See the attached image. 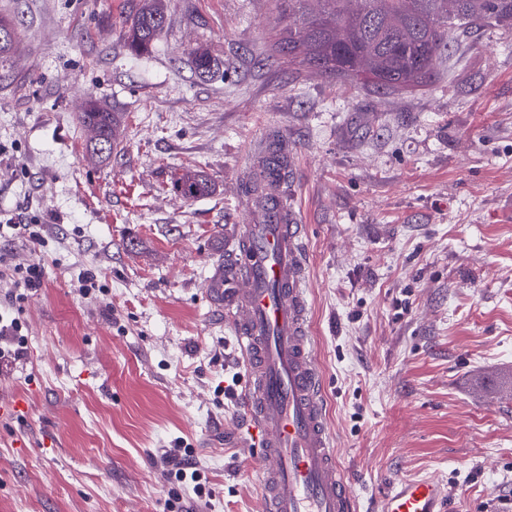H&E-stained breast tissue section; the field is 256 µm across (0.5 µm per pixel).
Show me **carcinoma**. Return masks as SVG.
<instances>
[{
  "label": "carcinoma",
  "mask_w": 512,
  "mask_h": 512,
  "mask_svg": "<svg viewBox=\"0 0 512 512\" xmlns=\"http://www.w3.org/2000/svg\"><path fill=\"white\" fill-rule=\"evenodd\" d=\"M136 13L122 19L126 45L140 53L149 49L164 27L163 0H142ZM288 0L281 17L279 49L323 75L347 79L390 93L431 83L454 43V36L494 25L512 28V0ZM12 22L0 19V65L16 48ZM80 124L90 132L86 158L102 163L121 143V116L87 100ZM213 182L199 171H187L173 190L185 200L210 193Z\"/></svg>",
  "instance_id": "carcinoma-1"
}]
</instances>
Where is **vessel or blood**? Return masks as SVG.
Instances as JSON below:
<instances>
[{"label": "vessel or blood", "instance_id": "1", "mask_svg": "<svg viewBox=\"0 0 512 512\" xmlns=\"http://www.w3.org/2000/svg\"><path fill=\"white\" fill-rule=\"evenodd\" d=\"M282 176L245 196L249 220L209 283L233 325L247 372L240 396L256 448L261 512H356L328 425L324 379L310 333L304 226ZM443 483L402 479L382 512H445Z\"/></svg>", "mask_w": 512, "mask_h": 512}]
</instances>
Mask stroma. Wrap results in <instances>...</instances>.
<instances>
[{
  "mask_svg": "<svg viewBox=\"0 0 512 512\" xmlns=\"http://www.w3.org/2000/svg\"><path fill=\"white\" fill-rule=\"evenodd\" d=\"M139 5L0 0L18 27L0 69V255L43 271L0 307L26 334L0 363V400L26 402L0 415V512H260L246 369L206 289L277 138L358 512L424 476L447 485V512H512V30L458 36L430 86L388 94L278 52L286 0H166L137 55L120 21ZM90 98L123 115L97 165L78 121ZM188 168L214 191L174 194ZM173 448L193 449L206 497L172 474Z\"/></svg>",
  "mask_w": 512,
  "mask_h": 512,
  "instance_id": "1",
  "label": "stroma"
}]
</instances>
